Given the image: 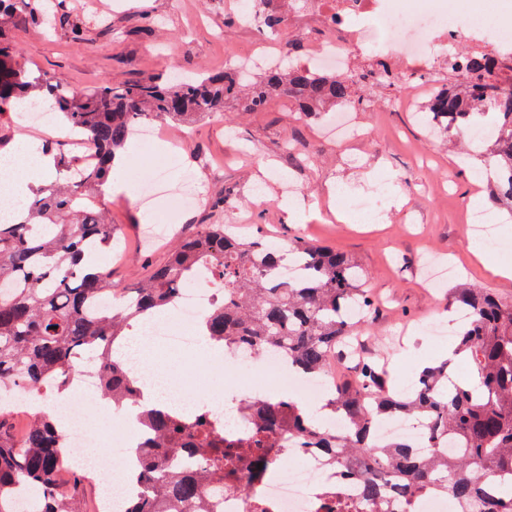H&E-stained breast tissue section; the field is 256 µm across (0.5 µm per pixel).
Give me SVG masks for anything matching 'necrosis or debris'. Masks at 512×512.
Returning <instances> with one entry per match:
<instances>
[{
    "instance_id": "necrosis-or-debris-1",
    "label": "necrosis or debris",
    "mask_w": 512,
    "mask_h": 512,
    "mask_svg": "<svg viewBox=\"0 0 512 512\" xmlns=\"http://www.w3.org/2000/svg\"><path fill=\"white\" fill-rule=\"evenodd\" d=\"M272 0H249L247 8L236 11L235 22L256 32L261 48L254 55L255 65L274 61L272 48L276 35L262 30L265 10ZM494 21H486L482 0H472L465 11H449L448 0H429L419 9L415 0H306L304 12L288 17V33L309 35L313 68L340 72L358 56L369 55L385 65L392 81L406 87H419L421 95L413 100L415 111L428 109L431 99L447 91L443 68L453 69L457 81H468L460 56V42L484 51L491 58L512 56V0H496ZM404 70H397V60ZM29 127L54 131L58 140L76 151L83 161L95 158L93 144L84 137L59 127L52 109L46 105L30 107L23 116ZM217 285L182 289L175 304L150 328V346L169 352L193 351L200 336L198 319L216 301ZM220 360L234 382L235 395L230 402L216 406L224 417V428L246 438L252 426L241 415L247 401H261L272 395L288 397V387L301 385L322 400L331 390L330 381L303 376L280 354L270 353L243 360L240 350L224 352ZM131 368L141 379H153L162 400L197 409L198 394L192 388L194 377L169 376L161 363H147L132 355ZM143 439L140 421L131 410H123L122 421L113 429L109 452L95 463L97 472H108L113 462L133 465L134 448ZM277 460L258 471L251 482L233 491H225L216 512H364L357 480L330 469L320 448L304 447L302 442L276 440Z\"/></svg>"
}]
</instances>
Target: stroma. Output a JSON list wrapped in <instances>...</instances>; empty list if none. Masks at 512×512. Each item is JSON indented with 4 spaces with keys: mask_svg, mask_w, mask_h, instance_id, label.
I'll list each match as a JSON object with an SVG mask.
<instances>
[{
    "mask_svg": "<svg viewBox=\"0 0 512 512\" xmlns=\"http://www.w3.org/2000/svg\"><path fill=\"white\" fill-rule=\"evenodd\" d=\"M237 0H68L71 20L82 23L83 45H74L68 26L49 34L34 28L11 30V38L35 70L54 73L79 91L161 74L223 69L227 56H248L258 40L227 16ZM156 20L154 36L137 33L142 13ZM365 102L354 114L364 138L336 140L326 122L305 120L273 99L261 112L199 119L192 130L161 126V143L143 149L131 141L135 168L152 176L169 150L179 152L180 174L191 176L204 197L219 200L209 210L189 208L171 219L165 202L143 208L138 194L107 192L104 205L120 241L100 254L112 268L115 288L143 279L166 260L172 238L196 224H242L243 232L269 235L281 245L310 239L340 249L367 272L377 297L372 349L385 364L392 386L412 382L420 365L439 361L451 340L427 331L431 319L453 329L458 313L448 288L424 284L421 256L430 252L452 262L457 282L493 289L512 298V280L494 277L463 239V210L489 208L485 183L474 175L471 149L449 148L437 130L407 111L406 87L362 86ZM365 197L381 212L379 223L359 220L337 197V189ZM168 221L165 236L150 224Z\"/></svg>",
    "mask_w": 512,
    "mask_h": 512,
    "instance_id": "35a3bbf8",
    "label": "stroma"
}]
</instances>
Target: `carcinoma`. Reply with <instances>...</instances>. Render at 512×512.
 I'll return each mask as SVG.
<instances>
[{
    "instance_id": "obj_1",
    "label": "carcinoma",
    "mask_w": 512,
    "mask_h": 512,
    "mask_svg": "<svg viewBox=\"0 0 512 512\" xmlns=\"http://www.w3.org/2000/svg\"><path fill=\"white\" fill-rule=\"evenodd\" d=\"M48 11L59 23L68 21L67 0H0V115L26 96L45 101L63 126L92 140L98 154L86 164L71 152L45 150L62 179L23 203L20 219L0 222V388H68L77 360L91 354L102 399L135 408L151 435L139 449L136 491L125 512H213L208 493L222 495L224 486L236 488L242 479L240 444L224 437V423L201 411L142 406L143 388L115 346L140 335L205 273L222 289L199 324L210 343L251 353L281 348L302 373L324 377L331 375L336 354L370 328L376 301L359 266L341 250L296 238L284 252L264 236L242 239L222 224H200L172 242L167 260L143 283L126 289L125 306L91 310L114 293L112 269L90 268L91 258L112 249L115 240L103 207L110 162L140 121L185 123L222 115L230 101L245 112H261L275 96L295 112L318 117L329 104L359 102L358 85L366 76L321 74L285 61L247 82L226 70L194 78L172 73L103 82L82 93L60 76L34 72L3 32L8 25L38 28ZM465 70L470 84H454L436 103L437 127L458 141L467 129L493 119L490 144L476 157L491 200L511 203L512 83L500 82L498 74L512 71V57L494 60L473 50L465 55ZM297 256L304 278L290 282L279 268ZM451 302L471 314L453 355L470 366L475 387L460 383L447 359L422 370L413 390L401 393L388 385L379 362L364 357L353 379H335L324 403L346 421L342 430L306 416L293 400L244 406L255 424L253 461L269 463L270 439L286 432L309 448L325 449L327 464L359 482L373 512L390 493L408 506L427 489L452 496L460 512H512V482L488 491L490 478L512 476V299L461 286ZM396 414L424 427L430 453L400 442H371L375 424ZM9 420L0 408V512H23L17 506L22 490L34 495L33 512H84L88 476L60 451L62 426L39 413L18 441Z\"/></svg>"
}]
</instances>
